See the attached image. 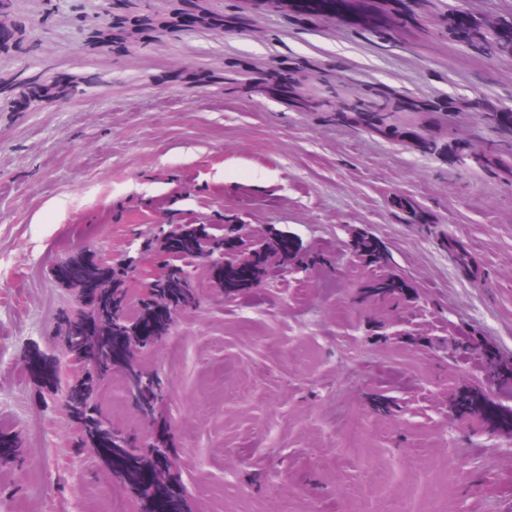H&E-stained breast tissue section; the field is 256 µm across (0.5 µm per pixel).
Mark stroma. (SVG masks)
<instances>
[{"mask_svg": "<svg viewBox=\"0 0 512 512\" xmlns=\"http://www.w3.org/2000/svg\"><path fill=\"white\" fill-rule=\"evenodd\" d=\"M104 6L17 0L25 49L0 53V80L82 87L0 110V512L139 508L118 462L75 451L58 323L76 262L160 270V198L161 223L332 259L270 287L196 271L199 304L121 350L162 379L157 417L117 376L97 400L114 429L167 438L182 512H512V0H205L206 26L134 0L165 33L92 50ZM371 107L413 138L337 117ZM384 273L401 302L369 289Z\"/></svg>", "mask_w": 512, "mask_h": 512, "instance_id": "obj_1", "label": "stroma"}]
</instances>
